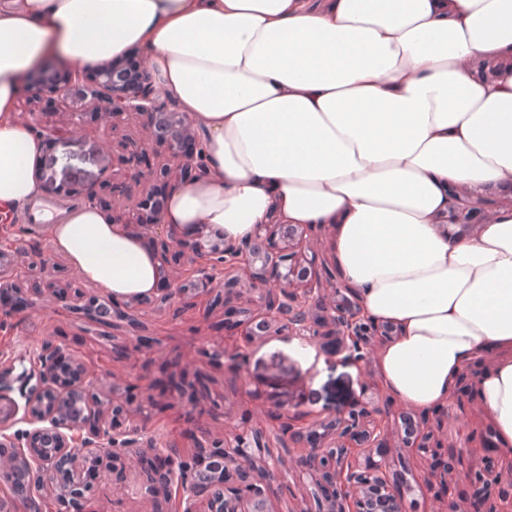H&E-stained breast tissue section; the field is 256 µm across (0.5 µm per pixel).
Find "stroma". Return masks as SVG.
I'll use <instances>...</instances> for the list:
<instances>
[{
    "mask_svg": "<svg viewBox=\"0 0 512 512\" xmlns=\"http://www.w3.org/2000/svg\"><path fill=\"white\" fill-rule=\"evenodd\" d=\"M19 117L37 111L43 125L54 129L55 136L45 142L43 151L33 161L35 167L52 174L58 190L43 194L42 206L50 209L83 203L81 194L87 185L112 181V145L102 137V125L96 113L84 116V131L74 137L68 132L70 103L59 96L43 97L36 104L19 99ZM221 308H208L197 302L179 317L154 315L148 318L151 334L159 340L157 348L138 363L114 358L110 341L88 334L87 312L67 308L65 302L20 317L0 320V355L15 359V375L8 380L5 399L24 406L25 399L17 379L24 369L19 358L39 349L44 340L65 342L84 356L97 376L99 385L116 383L118 397L136 402L146 395L159 378L180 379L195 372L213 377L210 396L198 404L164 394L160 407L146 426L144 439L174 443L178 450L190 448L189 434L209 430L219 432L223 422L240 423L251 418L254 406L280 400L303 412L307 418L324 417L345 411L356 403L364 367L341 358L312 351L302 356L297 340L276 338L256 347L247 374L242 378V392L224 387V378L214 371L205 355L225 335L219 325ZM225 399L229 417H222L213 402ZM109 465H101L98 491L90 505L91 512H153L152 501L115 489Z\"/></svg>",
    "mask_w": 512,
    "mask_h": 512,
    "instance_id": "obj_1",
    "label": "stroma"
}]
</instances>
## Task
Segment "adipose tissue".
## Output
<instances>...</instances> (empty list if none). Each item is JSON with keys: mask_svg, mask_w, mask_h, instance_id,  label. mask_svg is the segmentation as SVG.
I'll use <instances>...</instances> for the list:
<instances>
[{"mask_svg": "<svg viewBox=\"0 0 512 512\" xmlns=\"http://www.w3.org/2000/svg\"><path fill=\"white\" fill-rule=\"evenodd\" d=\"M145 51L157 95L201 127L206 174L163 221L228 240L325 224L365 313L402 334L380 351L400 405L451 397L477 352L512 348V208L463 237L450 191L512 188V0H0V220L39 202L42 139L17 116L26 72ZM52 253L116 297L156 284L150 251L83 202L45 211ZM512 445V355L479 380Z\"/></svg>", "mask_w": 512, "mask_h": 512, "instance_id": "ef3b65f1", "label": "adipose tissue"}]
</instances>
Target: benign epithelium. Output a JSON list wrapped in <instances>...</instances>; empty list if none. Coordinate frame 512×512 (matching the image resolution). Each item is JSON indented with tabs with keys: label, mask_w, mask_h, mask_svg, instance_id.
<instances>
[{
	"label": "benign epithelium",
	"mask_w": 512,
	"mask_h": 512,
	"mask_svg": "<svg viewBox=\"0 0 512 512\" xmlns=\"http://www.w3.org/2000/svg\"><path fill=\"white\" fill-rule=\"evenodd\" d=\"M50 93L80 103L71 113V131L83 127V106L91 104L111 135L131 121L142 139L122 143L119 159L132 174L137 193L116 186L86 189L85 199L112 222L147 241L157 264V282L147 295L101 299L93 286L72 287L69 270L56 255L0 238V297L23 295V304L0 314L20 316L54 299L81 303L94 322L112 329V354L136 359L151 351L157 338L147 332L150 313L176 315L189 300L208 298L214 306L233 305L239 336L209 351L235 380L250 366L251 349L269 336H291L307 344L324 338L334 352L360 365L376 361L382 346L400 335L386 321L365 315L358 288L336 270L323 249L334 227L309 224H260L244 240L215 236L205 224L185 232L163 223L168 196L185 180L205 174L202 138L192 119L159 101L149 69L137 66L130 79L117 63L60 69L43 62L30 80L29 101ZM492 354H480L459 371L451 393L466 385L472 370ZM29 360L33 370L18 379L26 388L25 410L33 428L8 434L11 413L0 407V472L20 479L1 482L13 500L42 512V489L54 488L48 512H86L96 477L89 461L112 456V466L140 469L138 494L171 501L172 512H410L417 494L433 491L446 512H512V461L497 470L473 468L468 442L461 440L451 409L413 410L392 406L374 379L361 383L362 397L336 416L317 418L305 427L297 412L272 401L266 414L280 420L276 429L224 427L193 436L190 451L179 457L150 442L144 449L142 427L155 400L136 406L111 400L94 382L88 366L64 343L46 341ZM456 461L451 478L430 471L411 482L391 470L390 457ZM305 490L301 506L285 501L284 478ZM465 483L463 500L447 498L451 483Z\"/></svg>",
	"instance_id": "benign-epithelium-1"
}]
</instances>
